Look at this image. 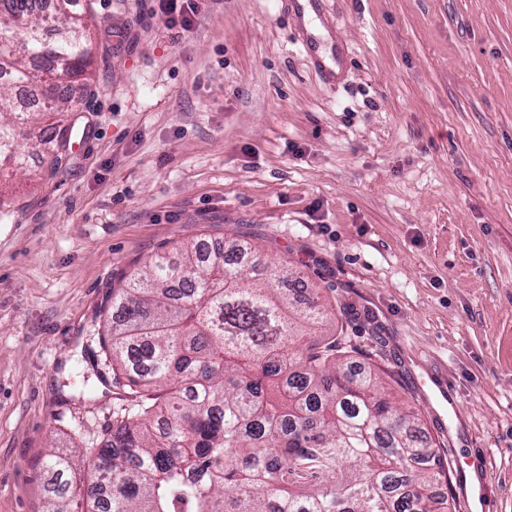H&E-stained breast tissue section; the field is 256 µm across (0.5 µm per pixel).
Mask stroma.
<instances>
[{
  "instance_id": "1",
  "label": "stroma",
  "mask_w": 512,
  "mask_h": 512,
  "mask_svg": "<svg viewBox=\"0 0 512 512\" xmlns=\"http://www.w3.org/2000/svg\"><path fill=\"white\" fill-rule=\"evenodd\" d=\"M95 0V87L58 172L0 205V512L77 496L122 406L94 335L184 243H253L331 301L450 462L456 512H512V0ZM447 378L448 398L435 388ZM156 15L168 29L180 26L182 31H190L198 12L197 0H156ZM43 467L47 474L50 475L48 480V493L50 494L52 512H69V499L67 492L70 488V480L68 478L69 462L68 460L57 455L56 452L49 450L46 459L43 461Z\"/></svg>"
}]
</instances>
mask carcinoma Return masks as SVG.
I'll list each match as a JSON object with an SVG mask.
<instances>
[{"instance_id":"obj_1","label":"carcinoma","mask_w":512,"mask_h":512,"mask_svg":"<svg viewBox=\"0 0 512 512\" xmlns=\"http://www.w3.org/2000/svg\"><path fill=\"white\" fill-rule=\"evenodd\" d=\"M0 8V170L29 154L61 166L90 91L92 0H31ZM62 33L47 37L48 28ZM42 58L46 67L32 66ZM41 92L54 134L17 107ZM202 243L157 255L112 292L99 343L130 401L94 454L105 476L89 512H452L445 454L422 419L379 391L376 369L339 362L345 337L322 338L331 304L299 274L258 271ZM52 512H69L68 460L50 450Z\"/></svg>"}]
</instances>
